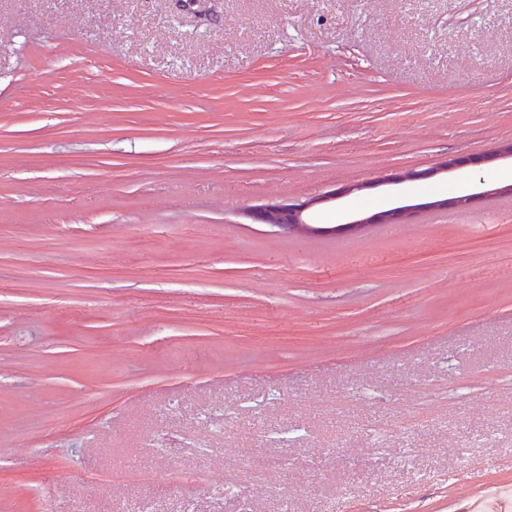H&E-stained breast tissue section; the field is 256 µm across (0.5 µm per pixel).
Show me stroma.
Wrapping results in <instances>:
<instances>
[{
	"label": "stroma",
	"instance_id": "35a3bbf8",
	"mask_svg": "<svg viewBox=\"0 0 512 512\" xmlns=\"http://www.w3.org/2000/svg\"><path fill=\"white\" fill-rule=\"evenodd\" d=\"M510 141L512 0H0V512H512ZM339 195V191L333 190L319 198L301 203H271L254 209L251 212V217L260 223L270 224L288 231L310 230L319 233L320 228L311 225L309 209L316 202L332 201ZM416 207L412 205H404L395 208H391L388 210H384L381 212L373 213L370 216H366V218H361L357 220H352L345 225V227H341L336 229V227H329V233L335 234L340 231H350L355 229L362 224H400L404 221Z\"/></svg>",
	"mask_w": 512,
	"mask_h": 512
}]
</instances>
